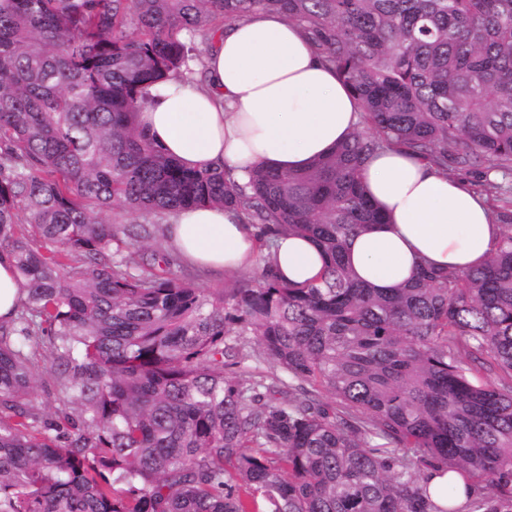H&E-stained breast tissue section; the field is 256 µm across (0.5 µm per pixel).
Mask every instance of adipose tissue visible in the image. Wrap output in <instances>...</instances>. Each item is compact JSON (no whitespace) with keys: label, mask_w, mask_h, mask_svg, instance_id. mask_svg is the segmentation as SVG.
<instances>
[{"label":"adipose tissue","mask_w":512,"mask_h":512,"mask_svg":"<svg viewBox=\"0 0 512 512\" xmlns=\"http://www.w3.org/2000/svg\"><path fill=\"white\" fill-rule=\"evenodd\" d=\"M360 120L356 97L303 30L265 11L211 38L202 83L178 78L153 86L137 114L139 129L184 168L221 165L241 184L258 166H309L333 152ZM362 177L386 221L356 236L347 260L371 286H403L424 261L475 269L496 248L500 227L485 199L435 167L383 149L368 160ZM167 234L183 259L203 269L244 271L257 261L251 228L225 208L181 210ZM270 260L286 281L298 284L324 264L306 236L279 238Z\"/></svg>","instance_id":"obj_1"}]
</instances>
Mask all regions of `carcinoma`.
I'll return each mask as SVG.
<instances>
[{
    "label": "carcinoma",
    "instance_id": "obj_1",
    "mask_svg": "<svg viewBox=\"0 0 512 512\" xmlns=\"http://www.w3.org/2000/svg\"><path fill=\"white\" fill-rule=\"evenodd\" d=\"M258 10L303 29L363 123L241 186L136 112L203 62L196 34ZM388 147L485 191L512 174V0H0V253L23 293L0 323V512H512V217L481 268L356 280L348 242L382 223L359 171ZM192 206L236 210L261 249L308 235L324 267L198 288L160 242ZM246 335L254 355L227 343ZM38 347L69 430L33 410ZM449 471L460 507L429 492ZM448 483L456 485L459 489L458 496L455 500V506L460 504L465 499L464 494V478L458 472H447L443 475H434L430 481V491L433 498L439 503L443 504L442 494L446 496V505L448 497Z\"/></svg>",
    "mask_w": 512,
    "mask_h": 512
}]
</instances>
